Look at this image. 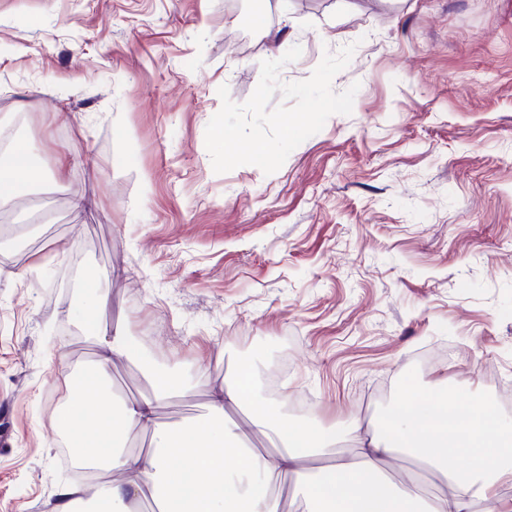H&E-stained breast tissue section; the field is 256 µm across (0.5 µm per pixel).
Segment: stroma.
<instances>
[{"label":"stroma","mask_w":512,"mask_h":512,"mask_svg":"<svg viewBox=\"0 0 512 512\" xmlns=\"http://www.w3.org/2000/svg\"><path fill=\"white\" fill-rule=\"evenodd\" d=\"M351 43V114L275 173L214 172L220 86L241 104L262 61L300 46L280 79L301 81ZM4 128L47 177L0 204V512H51L64 482V376L95 352L62 317L75 272L142 352L114 396L150 395L147 360L202 374L164 424L244 368L339 436L416 387L512 422V0H0Z\"/></svg>","instance_id":"35a3bbf8"}]
</instances>
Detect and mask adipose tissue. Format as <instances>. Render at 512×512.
<instances>
[{"label":"adipose tissue","mask_w":512,"mask_h":512,"mask_svg":"<svg viewBox=\"0 0 512 512\" xmlns=\"http://www.w3.org/2000/svg\"><path fill=\"white\" fill-rule=\"evenodd\" d=\"M25 140L0 152V202L23 196L43 180ZM104 297L87 290L80 309L92 326L97 350L91 373L67 374L69 398L63 424L89 422L90 434L72 436L79 460L99 471L93 492L60 485L56 512H511L500 494L512 486V425L490 420L472 397L449 403L447 391L414 389L402 395L372 432L352 423L336 451L335 434L314 420L293 426L270 401L259 398L250 372L212 390V417L194 426H166L158 403L186 394L179 375L144 368L148 396L112 407L101 383L117 358L135 354L123 328L93 326ZM245 409L254 427L272 442L247 447L231 411ZM137 432L149 433L146 450L127 448ZM406 454L412 469L393 477L391 462ZM452 458L464 460L449 467ZM294 479L292 495L283 486Z\"/></svg>","instance_id":"obj_1"}]
</instances>
